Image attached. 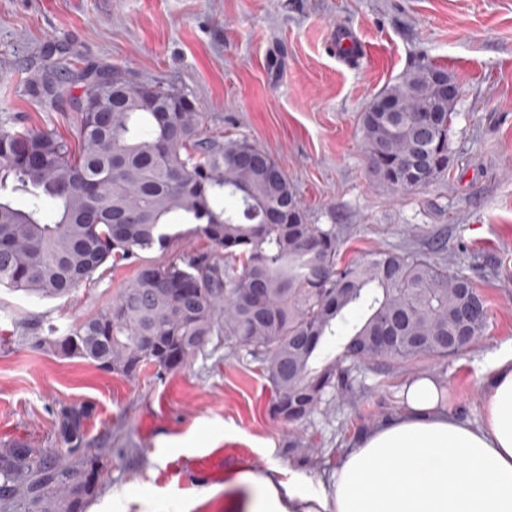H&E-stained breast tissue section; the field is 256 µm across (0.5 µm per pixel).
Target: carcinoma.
<instances>
[{"instance_id":"carcinoma-1","label":"carcinoma","mask_w":512,"mask_h":512,"mask_svg":"<svg viewBox=\"0 0 512 512\" xmlns=\"http://www.w3.org/2000/svg\"><path fill=\"white\" fill-rule=\"evenodd\" d=\"M64 80H28L50 104L64 83L87 87L64 114L73 132L0 122V287L40 299L69 294L98 270L168 249L172 220L193 224L206 251L143 263L115 300L48 336L63 355L135 376L188 364L217 336L262 363L271 413L288 425L336 397L353 374L458 357L487 335L491 317L464 268L418 251L373 250L343 262L338 229L315 224L272 155L242 137L204 134V115L181 91L125 79L52 51ZM415 61L363 112L367 161L394 190L448 174L455 106L439 109L432 75ZM27 198L17 206L5 191ZM360 312L349 324L348 315ZM352 330L342 350L327 347ZM387 337L383 342L380 337ZM465 336L463 344L450 343ZM90 416L63 407L61 448L0 451V503L32 512H85L99 460L75 446Z\"/></svg>"}]
</instances>
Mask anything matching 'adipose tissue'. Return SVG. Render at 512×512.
Listing matches in <instances>:
<instances>
[{
	"label": "adipose tissue",
	"mask_w": 512,
	"mask_h": 512,
	"mask_svg": "<svg viewBox=\"0 0 512 512\" xmlns=\"http://www.w3.org/2000/svg\"><path fill=\"white\" fill-rule=\"evenodd\" d=\"M481 387L474 422L448 412L434 380L413 379L403 411L352 440L328 490L281 494L273 465L255 477L249 512H512V352Z\"/></svg>",
	"instance_id": "adipose-tissue-1"
}]
</instances>
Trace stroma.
I'll return each instance as SVG.
<instances>
[{"label": "stroma", "instance_id": "35a3bbf8", "mask_svg": "<svg viewBox=\"0 0 512 512\" xmlns=\"http://www.w3.org/2000/svg\"><path fill=\"white\" fill-rule=\"evenodd\" d=\"M340 26L362 42L363 61H337L329 42ZM50 43L132 81L174 87L197 103L207 135L267 150L313 220L337 226L342 257L386 248L456 261L491 324L447 365L356 375L346 403L293 428L269 414L270 384L244 351L210 344L183 368L129 379L34 347L48 324L67 327L110 303L137 264L55 299L0 288V448L19 442L53 455L58 411L84 404L82 445L104 475L87 512H246L252 477L273 462L281 491L318 490L352 438L402 410L415 376H439L449 410L478 418L482 371L512 350V0H0V118L67 136L59 111L25 85L43 72ZM422 57L461 88L455 155L448 176L394 191L368 167L360 114ZM296 434L316 453L289 447ZM217 448V486L175 474L179 457Z\"/></svg>", "mask_w": 512, "mask_h": 512}]
</instances>
